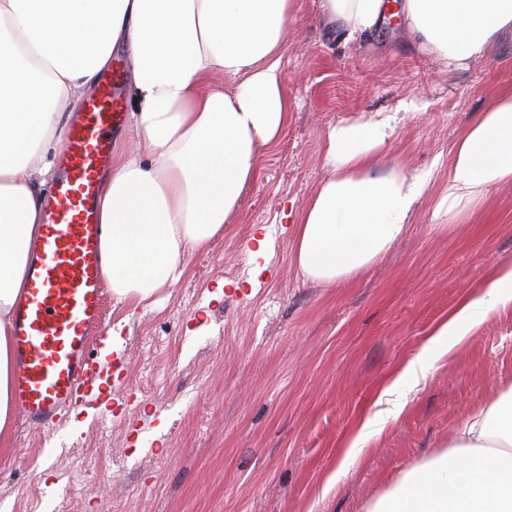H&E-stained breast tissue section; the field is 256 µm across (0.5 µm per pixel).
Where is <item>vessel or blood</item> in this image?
Listing matches in <instances>:
<instances>
[{
    "label": "vessel or blood",
    "instance_id": "b4317fda",
    "mask_svg": "<svg viewBox=\"0 0 512 512\" xmlns=\"http://www.w3.org/2000/svg\"><path fill=\"white\" fill-rule=\"evenodd\" d=\"M124 120L118 65L65 136L46 204L45 249L33 259L13 313L16 405L38 428H52L63 410L85 405L121 377L120 367L104 365L90 349L88 332L102 315L101 174L112 154V133Z\"/></svg>",
    "mask_w": 512,
    "mask_h": 512
}]
</instances>
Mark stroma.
<instances>
[{
    "instance_id": "1",
    "label": "stroma",
    "mask_w": 512,
    "mask_h": 512,
    "mask_svg": "<svg viewBox=\"0 0 512 512\" xmlns=\"http://www.w3.org/2000/svg\"><path fill=\"white\" fill-rule=\"evenodd\" d=\"M298 0L284 83L291 102L280 140L239 208L187 273L129 313L104 293L92 347L126 321L118 360L123 406L63 416L49 431L15 421L0 443V512H362L402 469L431 455L473 409L512 383V306L488 317L404 386L401 411H382L381 384L425 345L434 325L512 261V184L440 228L434 202L451 149L498 91L512 89V40L448 71L397 24L354 43ZM396 115L381 171L428 174L404 236L340 287L306 280L292 255L287 205L303 207L325 177L333 126ZM271 235L259 288H228L251 265V225ZM380 432L354 460L339 445L363 416ZM336 483H329L331 474Z\"/></svg>"
}]
</instances>
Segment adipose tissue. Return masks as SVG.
<instances>
[{
	"instance_id": "ef3b65f1",
	"label": "adipose tissue",
	"mask_w": 512,
	"mask_h": 512,
	"mask_svg": "<svg viewBox=\"0 0 512 512\" xmlns=\"http://www.w3.org/2000/svg\"><path fill=\"white\" fill-rule=\"evenodd\" d=\"M321 14L364 36L394 17L448 67L512 38V0H319ZM298 0H0V439L12 428V312L43 236L44 186L73 114L124 47L132 62L134 147L112 164L99 205L100 258L117 303L137 308L171 288L191 252L205 249L237 210L258 168L259 145L288 124L283 83L288 25ZM233 80L225 91L223 79ZM396 117L337 125L323 144L327 177L294 219L293 253L308 280L342 286L406 231L422 175L375 174ZM512 182V92L493 98L452 149L434 215L458 219ZM256 288L271 237L253 225ZM512 305V262L466 298L389 381L394 394ZM363 512H512V384L475 408L444 450L404 470Z\"/></svg>"
}]
</instances>
